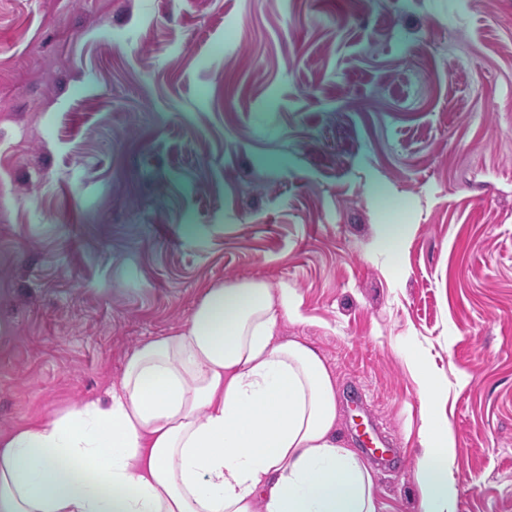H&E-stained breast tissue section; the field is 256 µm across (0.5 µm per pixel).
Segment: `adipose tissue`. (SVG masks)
I'll return each mask as SVG.
<instances>
[{
  "label": "adipose tissue",
  "instance_id": "obj_1",
  "mask_svg": "<svg viewBox=\"0 0 512 512\" xmlns=\"http://www.w3.org/2000/svg\"><path fill=\"white\" fill-rule=\"evenodd\" d=\"M293 289L215 286L187 328L128 358L107 402L0 434V512H376L372 470L339 434L318 351L275 335ZM424 400L418 512H456L442 381L409 354Z\"/></svg>",
  "mask_w": 512,
  "mask_h": 512
}]
</instances>
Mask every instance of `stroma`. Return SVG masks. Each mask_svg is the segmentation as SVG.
Returning <instances> with one entry per match:
<instances>
[{"label":"stroma","instance_id":"obj_1","mask_svg":"<svg viewBox=\"0 0 512 512\" xmlns=\"http://www.w3.org/2000/svg\"><path fill=\"white\" fill-rule=\"evenodd\" d=\"M242 278L395 453L377 512L418 509L412 345L457 512H512V0H0V433Z\"/></svg>","mask_w":512,"mask_h":512}]
</instances>
